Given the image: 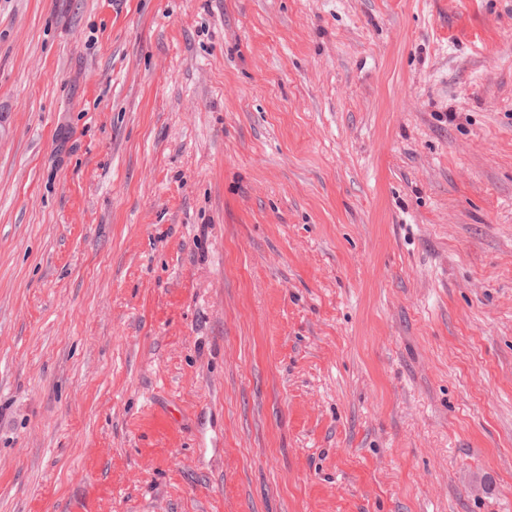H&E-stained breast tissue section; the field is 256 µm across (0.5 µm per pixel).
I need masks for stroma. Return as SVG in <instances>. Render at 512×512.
Masks as SVG:
<instances>
[{
    "instance_id": "1",
    "label": "stroma",
    "mask_w": 512,
    "mask_h": 512,
    "mask_svg": "<svg viewBox=\"0 0 512 512\" xmlns=\"http://www.w3.org/2000/svg\"><path fill=\"white\" fill-rule=\"evenodd\" d=\"M0 512H512V0H0Z\"/></svg>"
}]
</instances>
